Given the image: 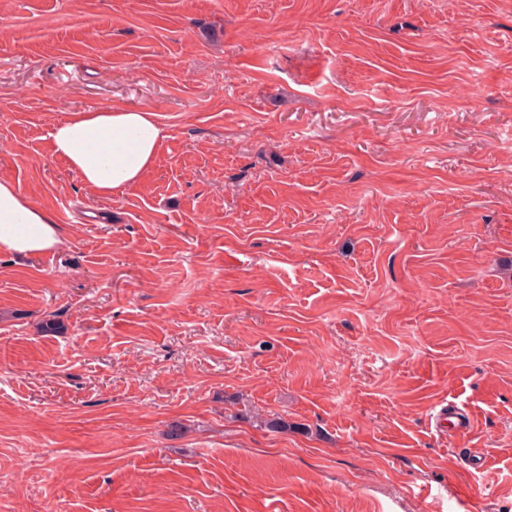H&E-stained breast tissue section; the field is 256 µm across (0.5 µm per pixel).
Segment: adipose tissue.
Wrapping results in <instances>:
<instances>
[{"label":"adipose tissue","instance_id":"1","mask_svg":"<svg viewBox=\"0 0 512 512\" xmlns=\"http://www.w3.org/2000/svg\"><path fill=\"white\" fill-rule=\"evenodd\" d=\"M52 149L82 182L101 195L140 182L153 167L163 135L153 112L107 107L73 112L54 124ZM54 214L11 181L0 180V252L18 258L60 250Z\"/></svg>","mask_w":512,"mask_h":512}]
</instances>
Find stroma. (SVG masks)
<instances>
[{
  "instance_id": "stroma-1",
  "label": "stroma",
  "mask_w": 512,
  "mask_h": 512,
  "mask_svg": "<svg viewBox=\"0 0 512 512\" xmlns=\"http://www.w3.org/2000/svg\"><path fill=\"white\" fill-rule=\"evenodd\" d=\"M0 179V512H512V0H0ZM50 135L53 153L100 195L140 182L164 139L153 112L127 107L74 111ZM65 244L54 214L34 203L9 180H0V252L25 258ZM435 427L442 432H468L472 422L468 414H463L454 406L442 407L434 416Z\"/></svg>"
}]
</instances>
